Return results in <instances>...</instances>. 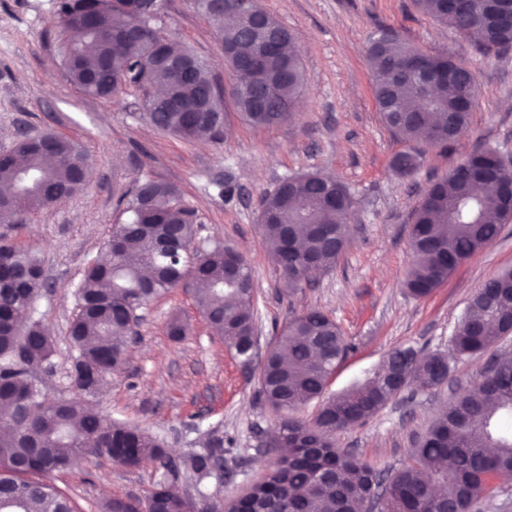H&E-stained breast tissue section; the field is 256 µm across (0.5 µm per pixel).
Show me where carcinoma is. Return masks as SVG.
<instances>
[{
	"instance_id": "cac0c4a2",
	"label": "carcinoma",
	"mask_w": 512,
	"mask_h": 512,
	"mask_svg": "<svg viewBox=\"0 0 512 512\" xmlns=\"http://www.w3.org/2000/svg\"><path fill=\"white\" fill-rule=\"evenodd\" d=\"M485 0H415L416 6L461 36L478 34L485 55L512 47V12L494 21L465 25L484 11ZM240 0H213L203 7L222 48L254 59L265 73L267 112L256 109L246 85H234L239 113L256 126L288 121L301 90L303 72L291 34L270 54H260L245 30ZM58 23L80 31L76 39L59 32L56 53L71 84L88 96L109 97L124 81L142 98L145 116L158 130L184 141L217 139L226 113L224 95L208 62L191 49L167 52L185 68L155 91L153 72L161 14L149 16L127 0H56ZM366 64L374 77L373 96L386 128L410 148L396 153L392 171L412 177L422 164V144L446 147L448 126L465 127L474 107L475 77L445 75L448 57L416 55L397 32L381 27L368 39ZM53 152L18 140L0 155V224H21L30 213L62 196L85 189L77 172L88 154L77 143L46 133ZM493 149L476 147L457 164L492 172L467 178L451 171L434 182L411 216L409 265L402 286L416 298L429 296L474 253L489 246L512 221L506 217L512 166L495 167ZM354 198L340 180L305 172L282 180L259 202L260 223L270 258L284 286L298 290L309 281L313 264L330 270L343 254ZM123 213L107 242L112 260L84 266L77 283V312L68 335L76 356L70 368L75 394L53 398L33 377L36 367L50 370L56 354L51 336L29 314L43 286L39 258L29 249L9 247L0 258V512H73L70 499L49 481L87 457H106L135 468L151 459L162 469L149 496L153 512H205L209 484L224 457V436L208 434L206 448L172 459L157 437L99 413L91 398L99 382L121 369L136 325L128 313L175 288L192 289L194 304L225 347L241 363L254 362L258 323L252 270L239 258L235 276L224 262L228 246L196 248L197 220L175 185L145 178L135 182ZM498 303L485 301L482 289L467 303L450 339L448 352L424 353L412 346L391 351L361 386L325 396L351 345L340 325L310 307L294 315L257 363L258 396L278 416L266 445L288 449L244 497L224 501L223 512H361L374 494L385 512H472L493 495L498 479L512 474V358L497 361L491 376L475 378L435 419L398 469L384 474L345 448L336 433L376 415L400 395L389 373L402 372L403 390L428 391L446 382L455 364L481 355L512 334V269L491 279ZM319 402L313 421L293 415ZM449 459L451 465L442 466ZM185 475L191 490L176 494L169 479ZM136 499L115 496L100 512H138Z\"/></svg>"
}]
</instances>
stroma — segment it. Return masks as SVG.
<instances>
[{
	"mask_svg": "<svg viewBox=\"0 0 512 512\" xmlns=\"http://www.w3.org/2000/svg\"><path fill=\"white\" fill-rule=\"evenodd\" d=\"M260 3L296 43L304 74L298 107L287 122L260 127L240 119L228 97L223 138L188 143L150 125L136 93L90 97L68 82L55 51V0H0V152L12 149L25 130L65 136L91 158L87 190L29 214L25 223L0 224V244L33 247L41 260L45 286L33 316L54 338L55 367L41 378L50 395L71 393L67 327L77 311L73 291L85 264L104 255L119 218L118 200L139 177L178 188L196 212L198 245L223 241L246 257L260 348L303 309L318 307L336 320L354 350L332 376L331 394L363 383L397 347L447 351L476 289L512 269L511 223L428 297L413 298L402 286L409 262L406 227L427 188L476 145L512 158V50L483 56L475 40L419 11L414 0ZM382 26L424 53L465 60L476 78V105L466 130L448 148L426 149L420 170L408 180L390 168L405 145L380 119L365 63L368 38ZM162 28L205 58L218 82L231 86L212 23L191 0H163ZM308 171L333 175L353 193L350 243L330 272L314 274L309 285L291 293L271 262L259 201L283 178ZM142 314L137 341L122 369L107 378L97 408L157 436L176 458L202 448L205 432L219 429L224 483L218 495L236 496L271 464L261 433L276 415L257 396L256 373L247 372L211 331L189 290L157 297ZM176 315L188 327L178 340L167 333ZM494 355H512V335L490 353L459 361L450 382L438 389L403 393L365 423L337 433V445L377 468H397L455 391ZM155 469L150 461L127 469L91 458L54 473L53 481L75 512H99L100 503L112 496L145 498Z\"/></svg>",
	"mask_w": 512,
	"mask_h": 512,
	"instance_id": "stroma-1",
	"label": "stroma"
}]
</instances>
